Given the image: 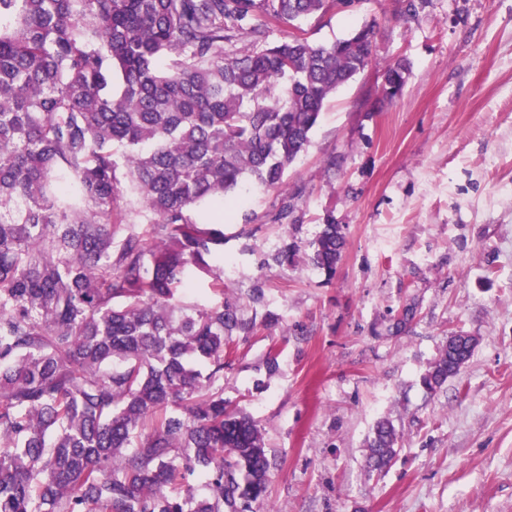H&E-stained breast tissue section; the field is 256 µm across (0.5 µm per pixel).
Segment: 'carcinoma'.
Masks as SVG:
<instances>
[{
  "label": "carcinoma",
  "mask_w": 512,
  "mask_h": 512,
  "mask_svg": "<svg viewBox=\"0 0 512 512\" xmlns=\"http://www.w3.org/2000/svg\"><path fill=\"white\" fill-rule=\"evenodd\" d=\"M325 0H0V512H253L264 433L224 402V352L256 321L224 302V200L285 188L329 95L371 63L372 30L268 42ZM246 30L253 48L235 49ZM410 65L387 66L384 93ZM140 199L127 223L122 181ZM279 217L299 227L295 200ZM343 225L272 257L334 275ZM219 301L185 307L190 274ZM416 314L406 305L391 329ZM472 354L456 335L435 391ZM398 435L381 420L367 464Z\"/></svg>",
  "instance_id": "1"
}]
</instances>
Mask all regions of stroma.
Here are the masks:
<instances>
[{"label": "stroma", "mask_w": 512, "mask_h": 512, "mask_svg": "<svg viewBox=\"0 0 512 512\" xmlns=\"http://www.w3.org/2000/svg\"><path fill=\"white\" fill-rule=\"evenodd\" d=\"M364 27L372 62L328 98L286 190L247 180L233 193L224 298L258 330L233 342L224 399L264 431L274 512H512V0H327L299 32L322 44ZM402 57L410 74L391 100L381 75ZM296 189L299 237L329 217L344 226L334 276L269 261ZM410 302L414 319L392 333ZM453 334L475 338L472 355L428 392ZM382 419L398 454L374 471Z\"/></svg>", "instance_id": "stroma-1"}]
</instances>
